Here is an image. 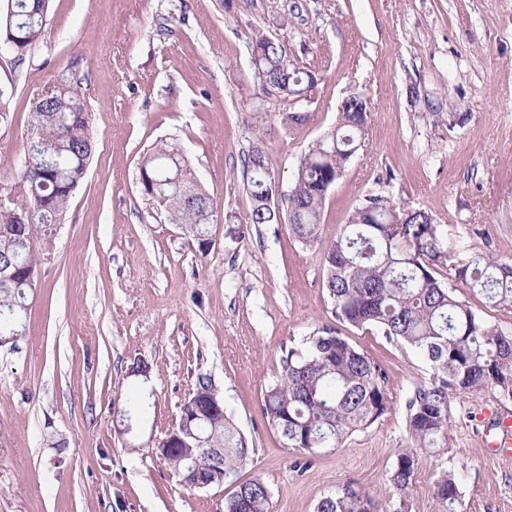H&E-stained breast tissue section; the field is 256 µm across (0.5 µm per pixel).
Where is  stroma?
Listing matches in <instances>:
<instances>
[{
	"mask_svg": "<svg viewBox=\"0 0 512 512\" xmlns=\"http://www.w3.org/2000/svg\"><path fill=\"white\" fill-rule=\"evenodd\" d=\"M261 35L317 78L303 123L285 122L287 105L257 83L250 45ZM68 69L95 151L38 262L24 330L0 347V512H224L231 483L186 488L147 445L178 423L201 374L249 441L240 480L266 482L271 512H315L349 481L394 512L404 405L427 368L349 330L387 371L393 405L299 465L262 414L263 391L285 350L337 321L320 248H302L287 224L248 223L244 159L263 144L290 191L301 156L359 93L365 135L327 193L323 240L378 195L428 211L451 243L512 262V0H49L23 57L0 48L12 118L0 127V185L16 184L32 105ZM158 143L211 198L207 252L141 190L140 162ZM140 360L149 380L129 374ZM141 390L150 418L121 432L119 410ZM450 405L447 463L465 512H512V461L484 444L489 413L512 403L476 393Z\"/></svg>",
	"mask_w": 512,
	"mask_h": 512,
	"instance_id": "1",
	"label": "stroma"
}]
</instances>
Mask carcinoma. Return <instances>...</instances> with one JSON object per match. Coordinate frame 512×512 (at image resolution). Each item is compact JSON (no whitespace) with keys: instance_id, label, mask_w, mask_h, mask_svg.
I'll list each match as a JSON object with an SVG mask.
<instances>
[{"instance_id":"1","label":"carcinoma","mask_w":512,"mask_h":512,"mask_svg":"<svg viewBox=\"0 0 512 512\" xmlns=\"http://www.w3.org/2000/svg\"><path fill=\"white\" fill-rule=\"evenodd\" d=\"M15 33L28 44L39 40L47 19L48 0H11ZM261 50L255 76L261 88L279 84L289 92L313 90L317 80L298 66L280 40L256 37ZM37 145L24 152L29 162L16 168L24 199L15 208L0 207V265L37 267L38 249L48 246L72 197L85 176L90 138L86 101L74 78L51 87L49 98L32 106ZM365 135L364 113L341 112L336 128L316 142L299 161L286 198L285 217L294 239L304 248L320 246L323 287L336 320L358 330H373L387 341L415 352L431 369L415 383L405 402L408 446L396 458L388 482L392 495L409 512L420 454L439 464L431 471L438 512H464L460 477L442 461L448 455L450 398L487 392L500 403L512 402V333L487 326L481 310L462 298L463 291L481 296L493 307L512 308V264L468 246L462 252L447 244L441 225L429 212L396 207L381 196L358 205L336 239L322 242V209L327 190L342 177ZM252 208L249 224H274L277 215L265 200L278 187L268 153L251 150L245 159ZM140 170L156 183L155 203L194 238L210 226L212 203L191 180L190 169L175 150L160 145L146 154ZM181 176L188 192L171 189ZM27 208L31 223L15 224L13 210ZM24 278L0 277V332L23 329ZM211 379L197 377L195 401L181 413L189 422L165 462L175 472L199 448H222L224 457L206 464L224 466L238 475L249 456L248 440L211 394ZM392 406L390 378L382 366L334 327H321L303 339L302 347L284 352L263 394L262 413L298 452L343 447L354 433L366 431ZM153 404L146 393L126 398L123 417L140 423ZM271 492L259 477L245 480L224 503L225 512H270ZM316 512H375L374 502L352 485L321 499Z\"/></svg>"}]
</instances>
